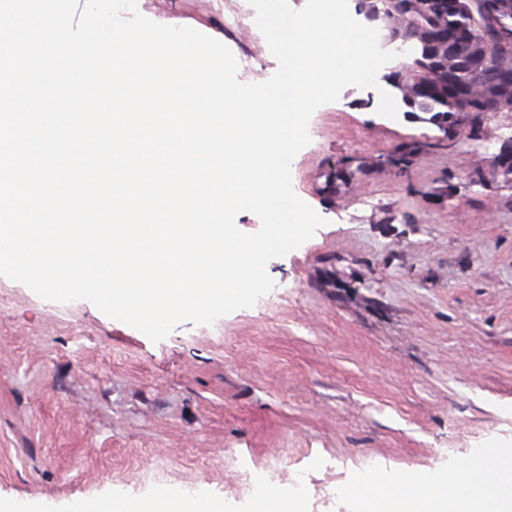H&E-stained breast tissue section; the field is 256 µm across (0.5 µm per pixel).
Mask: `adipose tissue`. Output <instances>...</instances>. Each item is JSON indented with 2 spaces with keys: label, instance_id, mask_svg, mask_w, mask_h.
<instances>
[{
  "label": "adipose tissue",
  "instance_id": "ef3b65f1",
  "mask_svg": "<svg viewBox=\"0 0 512 512\" xmlns=\"http://www.w3.org/2000/svg\"><path fill=\"white\" fill-rule=\"evenodd\" d=\"M496 467V512H512V448L471 453L469 459L445 474H416L393 481L375 469L358 471L355 483L365 490L362 512H487L486 502L465 496L461 484L479 487L488 467ZM113 512H224L223 501L190 494L179 485L150 495L138 503L113 495Z\"/></svg>",
  "mask_w": 512,
  "mask_h": 512
}]
</instances>
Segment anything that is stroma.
I'll return each mask as SVG.
<instances>
[{"instance_id": "35a3bbf8", "label": "stroma", "mask_w": 512, "mask_h": 512, "mask_svg": "<svg viewBox=\"0 0 512 512\" xmlns=\"http://www.w3.org/2000/svg\"><path fill=\"white\" fill-rule=\"evenodd\" d=\"M240 0H137L222 34L240 81L277 69ZM349 86L310 119L295 194L325 218L269 262L273 289L160 342L91 303L0 275V498L38 512L121 491L200 489L251 512L245 485L304 487L303 512H361L358 470L439 471L512 448V112H376ZM482 135L471 139L470 127ZM360 167L337 186L336 174Z\"/></svg>"}]
</instances>
